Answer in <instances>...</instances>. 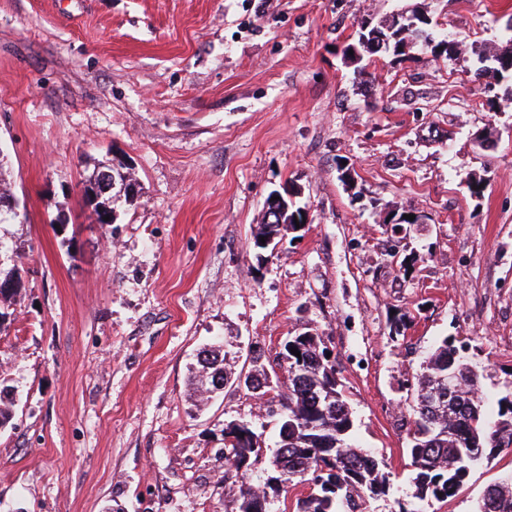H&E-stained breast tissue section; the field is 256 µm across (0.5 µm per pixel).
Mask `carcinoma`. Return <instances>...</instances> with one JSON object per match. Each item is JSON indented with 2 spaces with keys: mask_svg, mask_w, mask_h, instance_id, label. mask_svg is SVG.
<instances>
[{
  "mask_svg": "<svg viewBox=\"0 0 512 512\" xmlns=\"http://www.w3.org/2000/svg\"><path fill=\"white\" fill-rule=\"evenodd\" d=\"M451 38L441 35L419 44L436 57L454 56ZM512 78V49L491 56L476 79L486 84ZM117 158L95 168L83 185L85 202L96 198L94 210H114L116 196L98 192L97 174L111 170ZM290 206L283 222L262 223L252 232L255 240L282 239L294 229ZM297 349L300 355L291 353ZM286 363L283 381L269 384L261 368L239 374L237 381L253 392H276L281 422L288 433L278 432L276 448L266 457L248 420H234L224 428V480L234 505L232 512H269L271 500L300 484L309 487L297 500L296 512H367V502L386 497L389 473L370 452L351 442L353 411L335 366L327 360L324 337L303 331L288 340L278 353ZM197 388L209 390L210 374L219 371L224 383L230 376L224 356L212 349L198 358ZM457 373L453 391H448V373ZM482 374L453 343L443 339L423 372L409 384L413 392L407 448L413 467L414 492L409 500H396L393 512H422L428 501H446L456 495L471 470L483 460L512 448V398L498 400L496 417L485 409L480 390ZM268 459L267 478L259 485L249 477ZM498 503V512H512V481L487 486Z\"/></svg>",
  "mask_w": 512,
  "mask_h": 512,
  "instance_id": "cac0c4a2",
  "label": "carcinoma"
}]
</instances>
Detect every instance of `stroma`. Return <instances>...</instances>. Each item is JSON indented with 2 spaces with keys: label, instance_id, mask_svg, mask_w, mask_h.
I'll return each mask as SVG.
<instances>
[{
  "label": "stroma",
  "instance_id": "stroma-1",
  "mask_svg": "<svg viewBox=\"0 0 512 512\" xmlns=\"http://www.w3.org/2000/svg\"><path fill=\"white\" fill-rule=\"evenodd\" d=\"M411 2L0 0V152L27 216L0 224L24 284L0 332L15 388L0 512H230L225 424L251 420L271 449L278 421L247 389L193 390L216 342L237 373L257 352L274 370L298 332L325 336L352 441L390 476L369 512L414 491L404 381L442 339L483 367L490 402L512 397L504 87L475 82L470 51L367 56L361 75L343 56L361 20ZM425 4L435 31L505 49L512 0ZM116 153L139 194L101 224L82 183ZM288 187L308 222L255 253L264 202ZM408 210L423 223L387 231ZM510 473L505 451L424 510L473 512Z\"/></svg>",
  "mask_w": 512,
  "mask_h": 512
}]
</instances>
